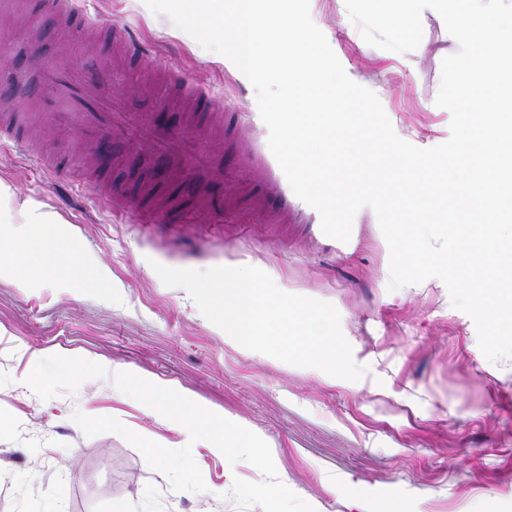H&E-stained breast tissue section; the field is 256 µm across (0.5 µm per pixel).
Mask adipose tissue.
<instances>
[{"mask_svg":"<svg viewBox=\"0 0 512 512\" xmlns=\"http://www.w3.org/2000/svg\"><path fill=\"white\" fill-rule=\"evenodd\" d=\"M54 216L32 202H18L10 187L0 183V223L20 230L0 232V274L12 276L20 287L39 281L45 274L78 277L79 259L67 242L50 226Z\"/></svg>","mask_w":512,"mask_h":512,"instance_id":"1","label":"adipose tissue"}]
</instances>
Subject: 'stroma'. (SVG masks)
Returning a JSON list of instances; mask_svg holds the SVG:
<instances>
[{"instance_id":"stroma-1","label":"stroma","mask_w":512,"mask_h":512,"mask_svg":"<svg viewBox=\"0 0 512 512\" xmlns=\"http://www.w3.org/2000/svg\"><path fill=\"white\" fill-rule=\"evenodd\" d=\"M310 14L400 138L419 148L448 140L451 114L435 100L441 62L459 44L438 13L423 12L422 40L405 53L367 44L345 0H310ZM116 25L146 48L141 64L113 49ZM76 27L108 59L106 79L129 122L165 125L194 153L175 172L139 144L103 153L45 121L31 151L0 146V183L56 215L86 275L77 288L55 278L25 290L0 278V512H111L118 501L134 512H239L234 480L262 479L249 462L230 472L221 451L200 447L192 456L205 491H174L124 438L86 436L72 415L111 416L175 449L169 421L122 399L108 375L41 400L21 377L51 355L127 367L244 422L315 512H380L393 501L406 512H512V358L484 356L473 320L440 279L390 289V251L371 208L357 212L345 243L296 212L268 211L270 179L251 159L268 129L231 61L145 0H86L69 17L46 13L41 0H12L0 9L10 55L0 103L29 111L40 66H79L66 43ZM170 65L209 90L212 111L173 100L160 75ZM102 182L126 197L123 211L98 197ZM156 211L165 223H152ZM156 262L255 266L282 291L331 303L366 374L331 385L319 369L237 348L184 289L162 283Z\"/></svg>"}]
</instances>
